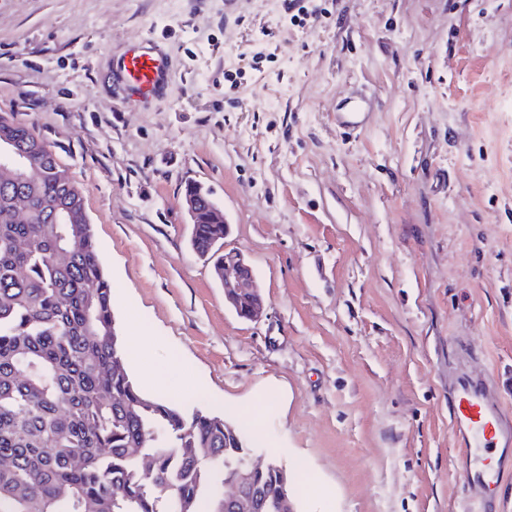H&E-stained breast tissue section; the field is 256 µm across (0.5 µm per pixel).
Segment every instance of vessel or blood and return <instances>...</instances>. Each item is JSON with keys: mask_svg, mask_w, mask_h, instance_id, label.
I'll list each match as a JSON object with an SVG mask.
<instances>
[{"mask_svg": "<svg viewBox=\"0 0 512 512\" xmlns=\"http://www.w3.org/2000/svg\"><path fill=\"white\" fill-rule=\"evenodd\" d=\"M113 75L124 101L149 102L164 95L172 78L169 55L151 40L129 45L115 58ZM451 421L466 456L467 498L477 512H489L492 487L512 474V420L501 408L494 383L460 373Z\"/></svg>", "mask_w": 512, "mask_h": 512, "instance_id": "b4317fda", "label": "vessel or blood"}]
</instances>
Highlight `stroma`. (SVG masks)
Wrapping results in <instances>:
<instances>
[{
	"label": "stroma",
	"mask_w": 512,
	"mask_h": 512,
	"mask_svg": "<svg viewBox=\"0 0 512 512\" xmlns=\"http://www.w3.org/2000/svg\"><path fill=\"white\" fill-rule=\"evenodd\" d=\"M146 39L173 78L131 107L112 58ZM0 114L82 190L133 377L186 410L268 397L255 453L333 512H469L458 371L512 414V0H0ZM188 182L260 321L192 251ZM195 184L192 185L197 188L196 192L184 194L192 226L190 246L198 256L212 264L215 278L220 283L224 281V299L229 307L239 318L256 322L263 317L266 307L254 270L239 252L224 255L227 252V248L224 249V232H227L228 222L225 218L222 221L221 209L212 197L203 191L201 185ZM203 199L209 203L210 215L206 209L199 214ZM197 215L198 224H195Z\"/></svg>",
	"instance_id": "obj_1"
}]
</instances>
